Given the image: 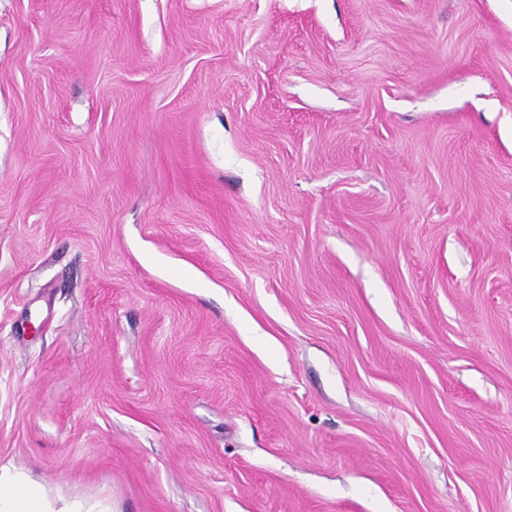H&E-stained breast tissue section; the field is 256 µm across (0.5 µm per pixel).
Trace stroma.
Masks as SVG:
<instances>
[{
  "label": "stroma",
  "mask_w": 512,
  "mask_h": 512,
  "mask_svg": "<svg viewBox=\"0 0 512 512\" xmlns=\"http://www.w3.org/2000/svg\"><path fill=\"white\" fill-rule=\"evenodd\" d=\"M2 464L512 512V0H0Z\"/></svg>",
  "instance_id": "1"
}]
</instances>
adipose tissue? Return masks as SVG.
Here are the masks:
<instances>
[{
    "instance_id": "obj_1",
    "label": "adipose tissue",
    "mask_w": 512,
    "mask_h": 512,
    "mask_svg": "<svg viewBox=\"0 0 512 512\" xmlns=\"http://www.w3.org/2000/svg\"><path fill=\"white\" fill-rule=\"evenodd\" d=\"M0 512H110L107 504L49 498L22 469L0 466Z\"/></svg>"
}]
</instances>
